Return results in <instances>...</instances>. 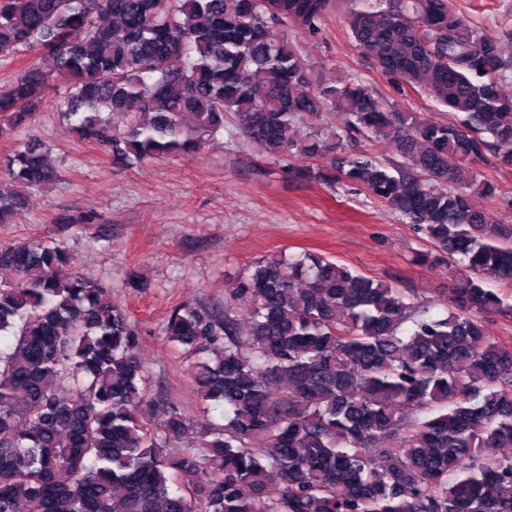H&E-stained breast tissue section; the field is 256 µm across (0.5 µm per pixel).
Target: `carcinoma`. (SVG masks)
<instances>
[{
	"mask_svg": "<svg viewBox=\"0 0 512 512\" xmlns=\"http://www.w3.org/2000/svg\"><path fill=\"white\" fill-rule=\"evenodd\" d=\"M347 3L358 50L454 121L313 82L296 35L335 0H0V61L27 56L0 87V140L56 82L79 140L128 163L200 151L227 113L263 149L334 155L303 125L329 112L403 164L359 153L295 175L362 187L458 257L441 318L310 253L257 263L232 289L246 308L177 307L165 335L198 403L224 407L214 424L150 396L128 314L61 244L0 242L16 274L0 283V512H512V346L480 318L512 311L486 288H512V224L476 203L497 187L475 168L489 152L512 169L509 36L449 0ZM48 153L0 156V224L52 179Z\"/></svg>",
	"mask_w": 512,
	"mask_h": 512,
	"instance_id": "carcinoma-1",
	"label": "carcinoma"
}]
</instances>
